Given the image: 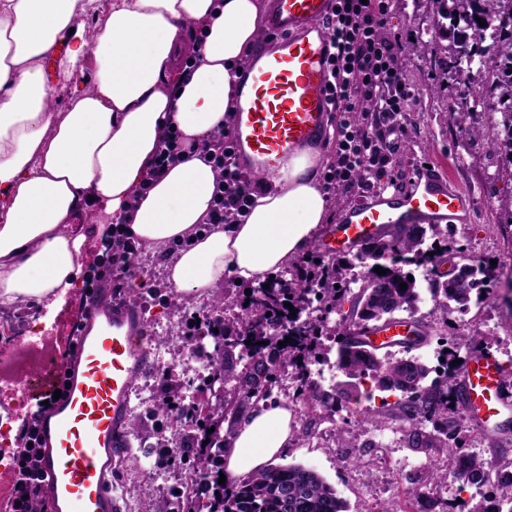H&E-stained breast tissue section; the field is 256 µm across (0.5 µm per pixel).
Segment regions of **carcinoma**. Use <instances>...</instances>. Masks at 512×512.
<instances>
[{"label": "carcinoma", "instance_id": "cac0c4a2", "mask_svg": "<svg viewBox=\"0 0 512 512\" xmlns=\"http://www.w3.org/2000/svg\"><path fill=\"white\" fill-rule=\"evenodd\" d=\"M441 18L439 28L456 31L452 45L445 50V69L449 76L470 83L478 89L477 105L465 102L456 105L453 117L464 124L470 113L497 111L495 103L483 98L488 90L483 68L493 65L500 70L493 86L498 98L512 101V0H432ZM485 25H479L475 17ZM499 22L501 34L490 41L487 25ZM504 137L492 141V148L512 156V111L502 113ZM445 236L441 225L394 224L377 237L363 241L349 253L345 261L316 262L310 255L308 265L296 261L274 273V279L250 282L249 305L240 307L232 318L217 317L203 323L208 337L214 341V378L222 381L224 395L199 405L195 410L196 431L183 432L182 413L177 405L178 387L165 386L153 411L163 416L172 429L178 452V462L202 478L209 491V512H347L344 502L336 496L315 470L301 465H269L251 476L228 483H218L220 463L226 442L237 421L261 400L271 397L277 383L276 370L287 366L294 371L299 397L307 416L319 409L336 412L358 384L369 381L381 391L402 393L395 405L384 410L368 411L363 422L378 426L388 420L401 423L405 442L425 453L447 454L452 458L448 471L433 470L424 483L406 490L410 501L425 495L422 488L439 479H451L464 485L483 487L490 474L512 468L509 448H499L492 459H484L468 451L469 429L458 418L463 405L460 366L451 365L459 358L454 337L442 335L444 356L450 364L443 374L430 377L431 369L411 352L430 342L432 326L421 319L412 321L414 335L399 343L401 357L391 352L379 354L352 328L390 323L397 313L414 315L419 297L418 281L408 280L410 265L429 264L431 268L450 265L448 281L430 288L434 299L445 308L450 304L465 307L471 302L477 275H486L481 264L455 263L457 249L444 244L430 253L422 249L426 231ZM365 268L363 282L351 288L355 279L347 272ZM387 273L380 276L374 268ZM406 283L407 289L400 288ZM351 301L350 314L338 323L330 324V316ZM290 302L294 310L284 306ZM218 332H213V329ZM291 341L279 347L285 338ZM337 345L336 366L347 381L326 391L311 377L307 363L320 360L325 351L322 340ZM251 344H245V341ZM214 432L207 433L208 429ZM208 444H203V441ZM493 494L481 497L468 512H502L501 504L512 505V481L496 480Z\"/></svg>", "mask_w": 512, "mask_h": 512}]
</instances>
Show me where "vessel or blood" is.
<instances>
[{"instance_id":"vessel-or-blood-1","label":"vessel or blood","mask_w":512,"mask_h":512,"mask_svg":"<svg viewBox=\"0 0 512 512\" xmlns=\"http://www.w3.org/2000/svg\"><path fill=\"white\" fill-rule=\"evenodd\" d=\"M335 0H270L264 29L270 41L252 62L259 77L242 87L245 106L234 117L239 166L269 175L289 157L320 142L332 112L330 42L325 25ZM475 197L440 171L421 173L401 195L368 191L341 221L325 227L317 242L324 254L352 250L390 224L466 223ZM398 321L367 331L377 348L405 335ZM150 364L147 331L139 307L104 290L95 293L77 334L73 356L57 362L61 397L41 416V480L53 512H122L112 476L125 454L135 379ZM499 358L472 352L460 384L469 418L486 433L503 434L512 419V381Z\"/></svg>"}]
</instances>
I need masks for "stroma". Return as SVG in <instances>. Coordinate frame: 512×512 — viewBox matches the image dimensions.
Instances as JSON below:
<instances>
[{
	"mask_svg": "<svg viewBox=\"0 0 512 512\" xmlns=\"http://www.w3.org/2000/svg\"><path fill=\"white\" fill-rule=\"evenodd\" d=\"M387 29L398 37L401 76L411 87L412 95L397 117L403 131L395 136L398 150L380 188L391 193L405 192L418 171L427 165L447 172L451 182L473 193L477 202L471 222L454 229L453 239L466 256L493 265L486 282L488 293L482 301L449 314L424 288L415 313L436 327L445 322L453 324V333L459 338L458 349L464 356L472 350L471 330L479 329L487 338L488 349L512 369V306L505 301L507 288L512 285V160L491 149L490 141L497 130L486 114L477 112L472 117L481 130L477 137L462 132L451 117L449 105L466 94L467 86L446 78L440 50L448 40L437 28L431 0H391ZM109 222V216L98 207L92 220L82 226L86 245L77 263L78 288L68 291L50 308L20 304L12 309L19 319L40 315L42 323L53 330L58 354L66 352L67 338L82 306L83 283L107 262L102 239ZM129 295L139 305L153 341L159 336L158 323L168 322L175 309L202 316L217 312L208 298L182 295L173 306L164 292L151 296L136 287ZM377 406L363 386L358 396L346 400L341 411H319L311 424V435L289 448L280 457V464H301L317 471L346 501L349 512H382L383 508L405 502L408 487L436 463L437 457L408 447L394 422L377 429L363 424L365 412ZM341 428L348 430L361 448L359 466H352L350 449L334 435ZM140 439L130 437L132 456L116 476V493L123 512H137L145 503L153 512H180L181 505L170 490L180 485L181 468L169 470L158 481L146 476L150 461L141 455Z\"/></svg>",
	"mask_w": 512,
	"mask_h": 512,
	"instance_id": "stroma-1",
	"label": "stroma"
}]
</instances>
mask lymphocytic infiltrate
<instances>
[{
    "instance_id": "f902f5d3",
    "label": "lymphocytic infiltrate",
    "mask_w": 512,
    "mask_h": 512,
    "mask_svg": "<svg viewBox=\"0 0 512 512\" xmlns=\"http://www.w3.org/2000/svg\"><path fill=\"white\" fill-rule=\"evenodd\" d=\"M389 0H337L327 24L333 68L331 97L339 121L333 132L335 157L322 176L327 194L347 197L375 188L393 162L391 140L395 119L411 95L400 75L397 43L384 32ZM233 140L223 127H216L201 143L184 142L179 133L166 131L161 150L150 166L157 177L180 156L204 153L218 173L214 204L207 221L230 224L266 192L262 181L244 174L235 161ZM139 251L136 239L120 227H113L109 243V263L88 281V289H112L123 294L127 280L118 275L120 263ZM23 448L13 466L15 504L12 512H41L44 489L34 475L42 462L37 420L23 429Z\"/></svg>"
}]
</instances>
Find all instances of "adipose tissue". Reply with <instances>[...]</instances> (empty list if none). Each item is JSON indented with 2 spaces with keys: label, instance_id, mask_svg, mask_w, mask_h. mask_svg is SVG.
Returning a JSON list of instances; mask_svg holds the SVG:
<instances>
[{
  "label": "adipose tissue",
  "instance_id": "obj_1",
  "mask_svg": "<svg viewBox=\"0 0 512 512\" xmlns=\"http://www.w3.org/2000/svg\"><path fill=\"white\" fill-rule=\"evenodd\" d=\"M99 13L94 43L73 22ZM259 0H0V305L40 304L76 285L95 198L163 260L176 292L210 296L288 265L325 224L320 154L289 158L242 221L205 225L215 173L201 156L141 193L166 128L202 140L243 107L236 68L259 43ZM201 35L186 45V26ZM94 82L85 86L83 75ZM66 109H55L57 94ZM287 405L262 401L224 450L234 480L296 442Z\"/></svg>",
  "mask_w": 512,
  "mask_h": 512
}]
</instances>
